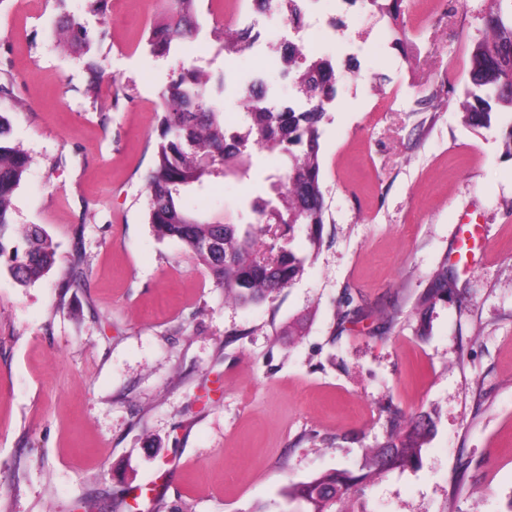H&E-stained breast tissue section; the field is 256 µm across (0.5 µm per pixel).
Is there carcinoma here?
I'll return each instance as SVG.
<instances>
[{"instance_id": "obj_1", "label": "carcinoma", "mask_w": 512, "mask_h": 512, "mask_svg": "<svg viewBox=\"0 0 512 512\" xmlns=\"http://www.w3.org/2000/svg\"><path fill=\"white\" fill-rule=\"evenodd\" d=\"M405 0H367L371 12L389 22L395 33L394 46L401 48L405 35L399 18ZM491 7L483 17V36L471 51L470 83L462 107L472 126L496 128L504 154L512 157V123L492 125V117L512 112V0H489ZM198 0H171L165 20L154 27L148 39L150 50L167 54L177 42L198 34ZM105 37L83 22L68 17L60 26L59 43L64 47L85 46ZM257 38L247 28L224 31L222 50L239 53ZM294 66L296 84L307 101V108L257 105L244 112L243 124L236 130L224 126V112L207 94L208 75L197 68L182 71L172 81L161 117V141L154 165L145 176L149 221L160 239L179 242L224 289V300L248 306L289 286L303 271L304 258L291 248L266 245L263 236L276 228L281 235L301 224L309 230L313 247L321 245L325 221L321 189L320 123L335 101L336 77L331 61L298 52L288 55ZM11 123L0 113V258L7 257L6 270L21 286L32 285L57 267V252L52 240L36 225L12 222L13 196L28 167L29 157L10 142ZM280 152L284 170L267 177L272 196L257 195L245 200L244 207L255 222L239 224L210 221L185 209L183 197L204 182L233 175L249 177L252 149ZM85 254L76 249L69 266L57 274L59 297L80 285ZM457 288L454 275L443 264L428 290L419 298L416 310L421 333L429 331V313L436 301L448 298ZM435 431L428 413L406 419L390 412L385 440L367 451L364 473L353 476L345 470L323 472L308 481L287 486L284 507L299 502L303 512H335L336 503L353 501L360 486L384 473L416 467L422 450Z\"/></svg>"}]
</instances>
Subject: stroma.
Here are the masks:
<instances>
[{
    "instance_id": "1",
    "label": "stroma",
    "mask_w": 512,
    "mask_h": 512,
    "mask_svg": "<svg viewBox=\"0 0 512 512\" xmlns=\"http://www.w3.org/2000/svg\"><path fill=\"white\" fill-rule=\"evenodd\" d=\"M242 6L199 0L197 39L158 56L147 38L170 0H108L100 18L84 0H0V111L31 158L13 221L40 226L61 264L79 248L90 263L63 297L54 277L0 271V512H279L288 484L358 472L391 409L431 414L435 432L356 512H512V159L460 110L488 0H406L402 51L367 12L308 30L318 56L354 50L362 73L320 124L323 245L296 227L302 275L250 307L157 239L145 187L182 68L208 72L218 100L255 73L291 88L253 51L225 66L224 13ZM70 14L106 41L58 48ZM282 167L261 152L249 180L186 204L248 223L244 198ZM444 262L459 284L422 336L415 306Z\"/></svg>"
}]
</instances>
